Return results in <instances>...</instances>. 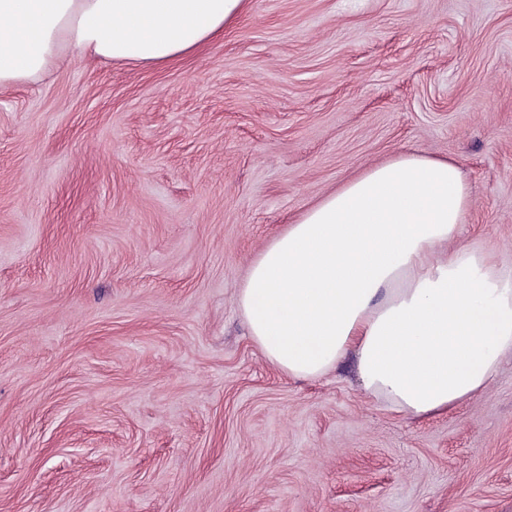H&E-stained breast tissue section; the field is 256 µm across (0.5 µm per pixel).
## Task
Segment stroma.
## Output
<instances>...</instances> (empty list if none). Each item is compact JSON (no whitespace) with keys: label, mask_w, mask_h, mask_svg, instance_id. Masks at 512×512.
<instances>
[{"label":"stroma","mask_w":512,"mask_h":512,"mask_svg":"<svg viewBox=\"0 0 512 512\" xmlns=\"http://www.w3.org/2000/svg\"><path fill=\"white\" fill-rule=\"evenodd\" d=\"M512 268V0H250L162 67L0 89V512H512V355L447 413L283 374L237 304L286 224L405 149Z\"/></svg>","instance_id":"obj_1"}]
</instances>
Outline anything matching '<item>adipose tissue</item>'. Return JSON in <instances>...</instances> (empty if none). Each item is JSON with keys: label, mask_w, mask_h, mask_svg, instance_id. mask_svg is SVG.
Listing matches in <instances>:
<instances>
[{"label": "adipose tissue", "mask_w": 512, "mask_h": 512, "mask_svg": "<svg viewBox=\"0 0 512 512\" xmlns=\"http://www.w3.org/2000/svg\"><path fill=\"white\" fill-rule=\"evenodd\" d=\"M246 0H0V88L66 57L163 66L222 36ZM457 162L404 151L320 198L251 260L238 293L280 371L322 377L354 353L364 390L428 418L483 390L512 352V269L463 246Z\"/></svg>", "instance_id": "ef3b65f1"}]
</instances>
